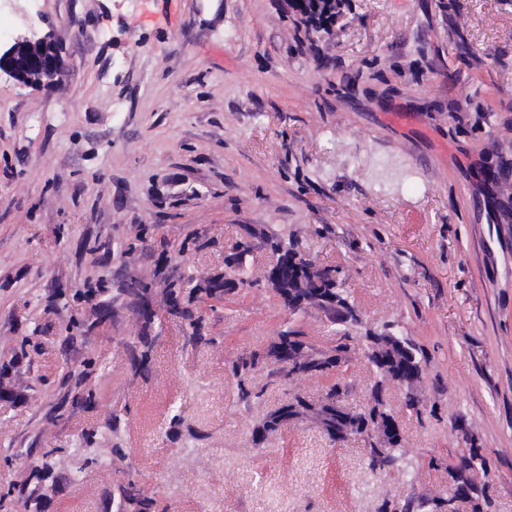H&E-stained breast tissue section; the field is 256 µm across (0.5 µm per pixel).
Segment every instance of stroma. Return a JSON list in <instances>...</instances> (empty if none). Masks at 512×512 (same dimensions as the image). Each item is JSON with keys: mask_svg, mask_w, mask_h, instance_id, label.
I'll list each match as a JSON object with an SVG mask.
<instances>
[{"mask_svg": "<svg viewBox=\"0 0 512 512\" xmlns=\"http://www.w3.org/2000/svg\"><path fill=\"white\" fill-rule=\"evenodd\" d=\"M299 24L283 0H12L0 17V44L50 31L68 61L49 89L0 76V512H27L44 448L45 512H108L116 439L169 512H377L386 496L430 512L472 447L488 512H512V239L474 177L512 159V0H342L313 47ZM277 237L346 278L361 321L348 407L374 379L363 330L423 355L420 380L387 391L397 465L370 468L366 441L310 418L253 442L254 423L335 381L270 363L252 378L261 401L236 400L231 361L285 322L318 349L339 339L326 312L290 315L268 286ZM242 239L255 286L198 302L217 342L187 345L166 288L223 280ZM133 278L153 323L127 305Z\"/></svg>", "mask_w": 512, "mask_h": 512, "instance_id": "35a3bbf8", "label": "stroma"}]
</instances>
